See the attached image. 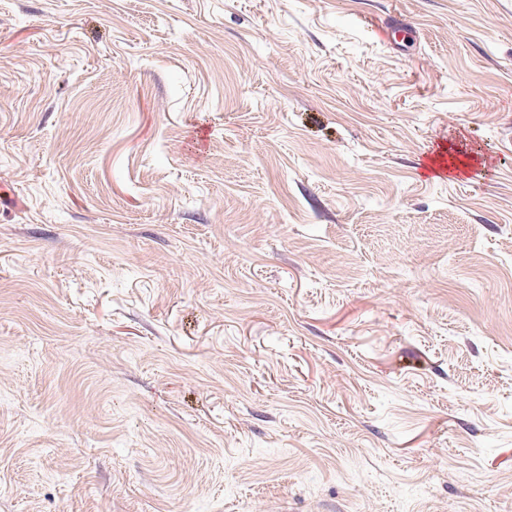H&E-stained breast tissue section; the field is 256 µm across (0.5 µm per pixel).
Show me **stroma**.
<instances>
[{"label": "stroma", "mask_w": 512, "mask_h": 512, "mask_svg": "<svg viewBox=\"0 0 512 512\" xmlns=\"http://www.w3.org/2000/svg\"><path fill=\"white\" fill-rule=\"evenodd\" d=\"M0 512H512V0H0Z\"/></svg>", "instance_id": "obj_1"}]
</instances>
